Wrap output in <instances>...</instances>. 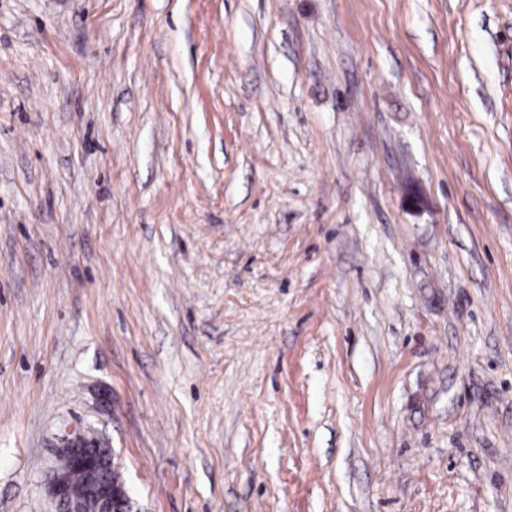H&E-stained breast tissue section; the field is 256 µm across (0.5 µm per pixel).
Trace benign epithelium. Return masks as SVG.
<instances>
[{"label":"benign epithelium","mask_w":512,"mask_h":512,"mask_svg":"<svg viewBox=\"0 0 512 512\" xmlns=\"http://www.w3.org/2000/svg\"><path fill=\"white\" fill-rule=\"evenodd\" d=\"M58 452L86 476L80 485L64 470L53 474L49 493L60 512H134L127 490L102 478L112 464L110 452L90 448L86 436L73 430L61 436Z\"/></svg>","instance_id":"obj_1"}]
</instances>
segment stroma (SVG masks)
<instances>
[{"mask_svg": "<svg viewBox=\"0 0 512 512\" xmlns=\"http://www.w3.org/2000/svg\"><path fill=\"white\" fill-rule=\"evenodd\" d=\"M66 429L140 512H512V0H0V512Z\"/></svg>", "mask_w": 512, "mask_h": 512, "instance_id": "stroma-1", "label": "stroma"}]
</instances>
